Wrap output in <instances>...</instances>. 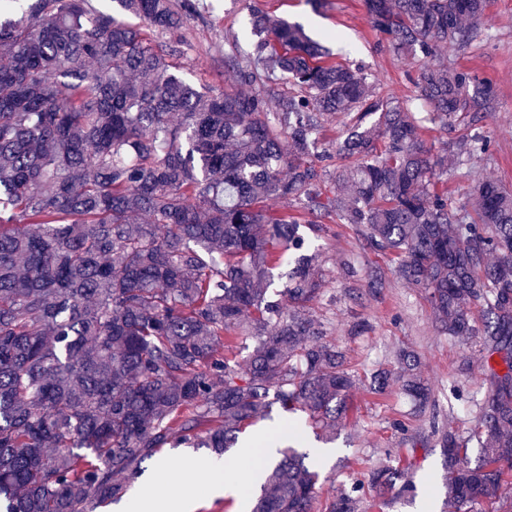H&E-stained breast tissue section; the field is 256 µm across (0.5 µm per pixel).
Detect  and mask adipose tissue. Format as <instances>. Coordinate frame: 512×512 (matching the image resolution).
<instances>
[{
  "instance_id": "1",
  "label": "adipose tissue",
  "mask_w": 512,
  "mask_h": 512,
  "mask_svg": "<svg viewBox=\"0 0 512 512\" xmlns=\"http://www.w3.org/2000/svg\"><path fill=\"white\" fill-rule=\"evenodd\" d=\"M273 453L269 430L260 426L233 456H190L184 460V469L190 482L204 481L209 497L231 496L243 505L250 500L262 466ZM153 483V478H146L136 494L122 504L120 512H196L198 502L191 491L155 499L147 495Z\"/></svg>"
}]
</instances>
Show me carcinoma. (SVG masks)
Wrapping results in <instances>:
<instances>
[{"label":"carcinoma","instance_id":"cac0c4a2","mask_svg":"<svg viewBox=\"0 0 512 512\" xmlns=\"http://www.w3.org/2000/svg\"><path fill=\"white\" fill-rule=\"evenodd\" d=\"M18 2L0 0V512H93L126 495L160 449L223 453L276 403L326 433L346 418L355 381L312 311L321 256L296 217L260 206L271 196L299 204L314 234L319 218L341 211L372 248L399 259V277L425 293L442 333L479 337L491 389L471 437L433 433L448 454L449 512L505 498L512 192L485 180L460 206L431 193L448 156L422 143L412 112L375 95L361 71L323 61L301 26L252 5L253 30L279 47L262 40L243 55L227 41L224 67L248 91L202 93L175 72L174 47L89 0ZM115 2L171 36L196 13L194 0ZM366 6L394 51L425 58L417 87L434 122L487 111L490 84L432 62L478 35L484 0ZM342 111L352 118L339 151L358 164L339 174L331 199L311 156ZM284 264L286 305L269 297ZM241 335L255 342L244 365ZM397 358L402 390L425 408L417 355ZM281 454L251 512H314L308 454ZM394 475L384 466L367 477L382 496ZM361 487L322 512H358Z\"/></svg>","mask_w":512,"mask_h":512}]
</instances>
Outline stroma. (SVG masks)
<instances>
[{"label": "stroma", "mask_w": 512, "mask_h": 512, "mask_svg": "<svg viewBox=\"0 0 512 512\" xmlns=\"http://www.w3.org/2000/svg\"><path fill=\"white\" fill-rule=\"evenodd\" d=\"M199 11L180 31L181 44L172 62L181 77L205 91H234L238 83L224 69V37L235 36L251 49L255 37L242 0H198ZM272 18L301 25L323 45L336 64L359 67L373 89L398 99L414 112L425 145L439 154L453 153L464 140L480 136L488 153L463 157L449 165L436 182L453 205L467 203L479 180L491 179L512 191V0H486L479 35L452 63L495 91L493 110L476 120L465 116L443 128L431 119V106L419 99L415 80L421 58L396 54L373 28L364 0H326L314 10L309 0H256ZM321 234L300 226L311 250L321 254L326 269L324 294L313 305L328 323L330 339L344 351L345 366L357 379L347 417L338 426L325 461L314 462L320 474V500L351 486L383 465L404 473L413 493H390L386 500L364 489L358 512H411L416 497H431L434 512H446L443 450L432 434L440 425L467 434L477 405L490 391L475 340L442 334L421 290L396 273L394 255L371 248L359 226L336 216L323 218ZM381 287H370L371 278ZM418 354L421 372L432 389L424 412L398 386L376 391L370 376L396 371L397 350Z\"/></svg>", "instance_id": "1"}]
</instances>
